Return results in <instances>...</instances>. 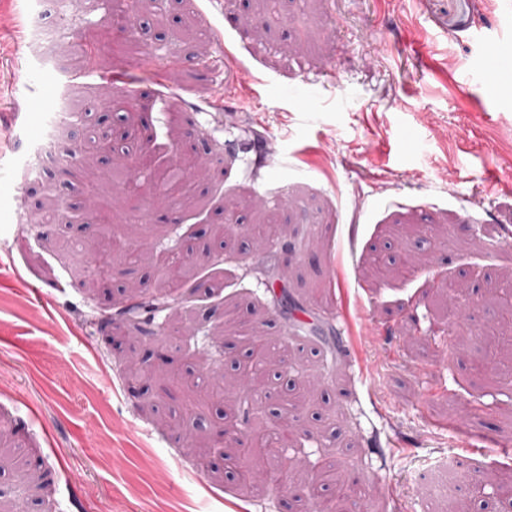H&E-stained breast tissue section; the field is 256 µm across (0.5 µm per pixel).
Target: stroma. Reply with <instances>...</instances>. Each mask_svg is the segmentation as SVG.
Returning a JSON list of instances; mask_svg holds the SVG:
<instances>
[{
	"instance_id": "obj_1",
	"label": "stroma",
	"mask_w": 512,
	"mask_h": 512,
	"mask_svg": "<svg viewBox=\"0 0 512 512\" xmlns=\"http://www.w3.org/2000/svg\"><path fill=\"white\" fill-rule=\"evenodd\" d=\"M32 8L53 40L30 35ZM142 13L148 26L125 0H0V432L30 462L0 472V504L314 512L309 487L246 490L197 453L250 430L183 382L206 383L204 360L232 382L253 331L286 362L253 387L250 414L287 415L286 456L335 468L368 512H443L422 476L448 455L458 499H507L512 395L486 338L502 328L491 288L512 272V0H150ZM63 96L72 159L26 175ZM109 112L141 131L116 141L124 160L204 162L192 207L118 199L96 151ZM255 197L266 248L247 231ZM113 236L180 253L194 275L172 295L163 263L115 257L93 281L66 256ZM439 275L463 284L459 301ZM452 309L465 321L453 334ZM305 380L315 390L285 409ZM193 411L206 419L196 443L173 426ZM483 462L499 481L479 490Z\"/></svg>"
}]
</instances>
